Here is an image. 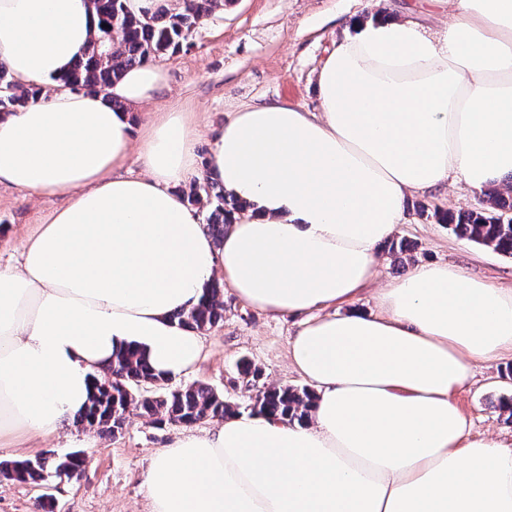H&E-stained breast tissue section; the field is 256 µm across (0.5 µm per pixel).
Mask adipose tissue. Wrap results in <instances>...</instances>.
<instances>
[{"label":"adipose tissue","mask_w":512,"mask_h":512,"mask_svg":"<svg viewBox=\"0 0 512 512\" xmlns=\"http://www.w3.org/2000/svg\"><path fill=\"white\" fill-rule=\"evenodd\" d=\"M97 33L90 0H0V63L44 91L0 117V184L66 196L0 267V447L59 431L127 345L188 374L202 337L174 315L220 277L299 318L288 359L315 400L302 421L232 414L175 437L147 472L150 512H512V448L452 399L475 362L512 356V289L429 262L379 289L378 312L331 311L374 284L408 195L512 175V0H455L440 31L350 17L320 112L245 106L203 165L189 113L147 109L162 66L105 94L58 88ZM202 168L245 204L219 246L182 193Z\"/></svg>","instance_id":"obj_1"}]
</instances>
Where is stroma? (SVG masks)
<instances>
[{
    "instance_id": "obj_1",
    "label": "stroma",
    "mask_w": 512,
    "mask_h": 512,
    "mask_svg": "<svg viewBox=\"0 0 512 512\" xmlns=\"http://www.w3.org/2000/svg\"><path fill=\"white\" fill-rule=\"evenodd\" d=\"M414 0H226L222 9L201 19L187 50L159 58L168 86L151 109L165 111L177 102L194 112L204 132L197 144L199 159H207L208 136L223 126L232 112L256 102H284L304 111L320 109L315 76L344 33L348 15L377 10L402 16ZM481 191L457 182L448 191L411 195L395 240L409 251L382 252L379 283L403 277L418 262H448L487 280L512 288V257L452 234L438 223L439 211L473 208ZM64 201L63 195L30 197L0 186V265L20 260L18 237L29 224L43 223ZM224 320L203 330V357L192 376L173 379V386L202 381L222 393L238 412H250L255 388L241 377L244 363L261 369L267 386L304 387L288 363V344L299 320L274 317L240 302L224 291ZM512 398V357L479 362L470 384L453 399L472 423L476 435L486 433L512 445V422L501 408ZM178 424L162 427L129 414L117 437L102 436L80 424L47 436H27L17 448L0 450V461L59 457L83 452L82 472L69 480L46 484L22 483L0 477V512H44L43 496H51L53 512H150L144 485L155 451L181 432Z\"/></svg>"
}]
</instances>
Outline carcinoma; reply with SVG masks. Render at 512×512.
Segmentation results:
<instances>
[{
  "instance_id": "obj_1",
  "label": "carcinoma",
  "mask_w": 512,
  "mask_h": 512,
  "mask_svg": "<svg viewBox=\"0 0 512 512\" xmlns=\"http://www.w3.org/2000/svg\"><path fill=\"white\" fill-rule=\"evenodd\" d=\"M102 26L87 52L61 78L65 89L107 91L119 80L123 71L139 63L174 54L189 45V37L204 17L224 5V0H183L174 12L165 4L148 17H134L125 8L124 0H90ZM39 89H21L7 68L0 64V114L19 111ZM206 198H215L216 205L207 229L216 243L224 239L228 217L243 204L210 182ZM512 189L491 185L483 192L480 205L474 209L444 213L438 220L448 225L457 237L491 246L512 257ZM217 286L207 289L202 302L176 315L178 323L199 330L212 328L224 319V303ZM94 390L90 404L80 415L81 425L100 433L117 436L122 433L126 414L132 410L154 424L191 425L205 419L223 418L235 412L224 396L202 383L172 388L150 366L144 351L129 345L117 351L112 364L93 377ZM314 402L313 393L291 386L266 387L258 390L253 410L288 421L308 417ZM78 467L67 455L53 463L46 459H25L0 462V471L18 481L39 483L54 472H69Z\"/></svg>"
}]
</instances>
